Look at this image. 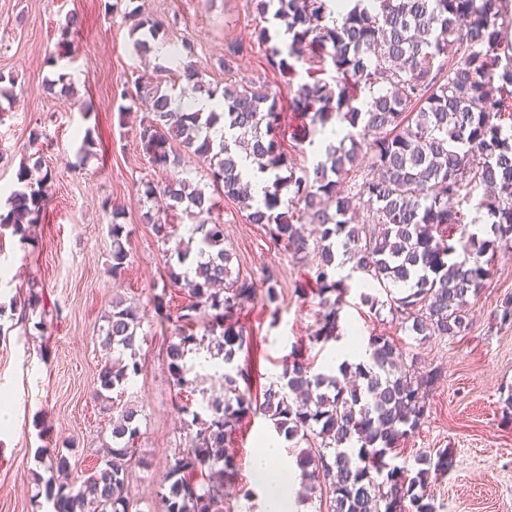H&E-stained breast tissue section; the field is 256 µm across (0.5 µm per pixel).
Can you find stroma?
I'll use <instances>...</instances> for the list:
<instances>
[{"instance_id": "obj_1", "label": "stroma", "mask_w": 512, "mask_h": 512, "mask_svg": "<svg viewBox=\"0 0 512 512\" xmlns=\"http://www.w3.org/2000/svg\"><path fill=\"white\" fill-rule=\"evenodd\" d=\"M135 7L169 20L160 43H190L212 86L245 80L276 92L285 131L307 130L303 139L283 141L297 167L320 160L328 136L291 111L309 65L296 63L290 77L268 65L266 47L254 37L261 19L251 0H0V74L14 82L13 103L0 114V205H6L22 165L38 160L52 174L44 219L29 227L27 239L0 230V401L11 414L10 425H0V512H50L44 495L50 473L42 449H59L69 461L68 473L77 478L94 469L100 449L110 442V415L91 392L108 355L104 327L115 299L137 308L146 335L138 350L142 371L123 396L139 411L135 446L146 461L129 482L134 512H159L157 493L185 443L165 356L175 331L159 320L153 298L164 295L174 309L186 293L167 284L166 269L177 262L175 244L158 240L145 222L150 204L144 190L176 177L202 188L209 180L206 165L191 155L162 171L141 149L145 112L123 93L155 80L162 60L134 54L129 13ZM73 15L80 27L66 54L57 31ZM235 41L245 51L228 73L222 59ZM61 73L69 74L73 94L48 91V81ZM87 133L94 148L85 156L78 148ZM214 217L224 225L232 269L258 284L265 269L278 277V314H271L259 295L238 316L248 345L235 362L249 366L252 395L261 396L278 379L294 347H302L320 371L351 338L364 343L374 335L390 337L404 360L441 373L428 396L427 418L398 447L399 462L410 466L418 453L448 449L453 467L431 486L436 512H512V410L506 405L512 397V324L498 316L503 300L512 296V252L499 253L471 303L473 322L465 335L420 340L392 321L387 309L362 303L355 283L340 310L341 339L320 345L309 341L320 312L312 292L313 254H296L274 242L267 226L249 223L231 200L222 201ZM114 220L130 231L125 243L130 263L118 279L109 267L108 226ZM32 295L39 300L33 311L13 312V301ZM186 361L190 404L222 395V360H206L200 350ZM274 436L262 415L239 420L226 446L236 474L224 486L219 512H261L264 491L252 458L262 441Z\"/></svg>"}]
</instances>
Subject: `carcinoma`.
<instances>
[{
	"label": "carcinoma",
	"mask_w": 512,
	"mask_h": 512,
	"mask_svg": "<svg viewBox=\"0 0 512 512\" xmlns=\"http://www.w3.org/2000/svg\"><path fill=\"white\" fill-rule=\"evenodd\" d=\"M331 0H256L260 16L283 33L275 42L270 28L258 29L269 65L292 76L295 62L308 57L334 72L331 81L301 84L291 109L312 126L345 123L348 133L325 146V160L300 172L282 149V104L265 85H224L222 111L187 112L161 84L138 86L133 101L147 103L140 124L143 153L163 170L180 164L172 142L196 156L208 170L213 192L171 179L162 192L168 209L195 219L175 253L182 270L167 277L187 289L188 300L170 312L155 298L160 317L176 324L166 348L173 385L188 383L186 357L204 349L224 360V396L202 398L199 408L177 404L188 415L185 446L178 451L160 493L162 512H217L229 475L224 448L246 414L273 422L278 435L298 452L296 464L308 480L306 492L326 494V512H436L432 482L453 466L448 449L420 453L416 471L395 464L393 452L427 417L428 390L437 371L405 364L387 336H371L368 360L345 362L335 375L314 372L297 348L279 381L254 402L240 389L249 369L235 364L247 343L235 317L256 298V284L235 275L224 250V225L211 219L227 198L248 210L252 224L269 227L271 238L294 253L314 244L315 295L322 308L311 339L341 337L340 309L348 281L359 273L365 285H379L392 319L416 336L455 337L470 324L468 306L484 288L496 254L512 251V43L503 40L512 19V0H346L341 20L327 23ZM133 52L146 56L164 30V21L135 14ZM192 47L169 56L163 74L177 73L181 92L215 96L190 57ZM359 103L360 92L374 87ZM224 125L216 142L210 131ZM258 170L274 174L263 205L252 204L242 185L241 154ZM37 160L23 166L10 209L0 227L20 238L39 223L48 200L45 172L35 180ZM288 188L299 210L280 212V191ZM476 210L488 222L477 232L464 205L476 190ZM365 219H360V214ZM312 226L314 239L297 225ZM112 277L128 267L123 224H109ZM349 272L341 275L338 255ZM265 302L277 303V273L266 271ZM137 309L112 303L105 342L118 352L102 365L92 398L106 401L124 392L142 364L136 348L144 341ZM137 410L124 407L112 424V446L95 471L71 482L46 484L52 512H131L128 478L142 460L134 442Z\"/></svg>",
	"instance_id": "carcinoma-1"
}]
</instances>
